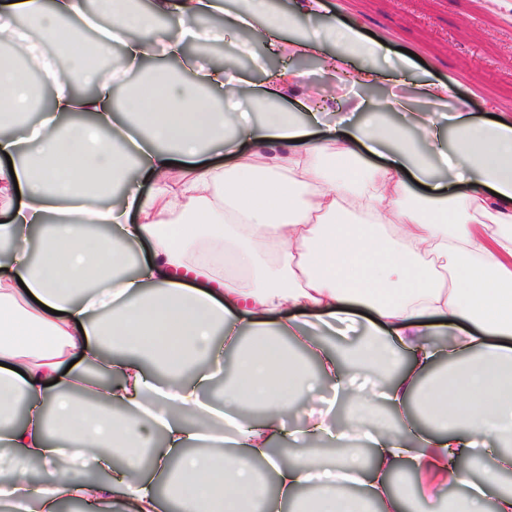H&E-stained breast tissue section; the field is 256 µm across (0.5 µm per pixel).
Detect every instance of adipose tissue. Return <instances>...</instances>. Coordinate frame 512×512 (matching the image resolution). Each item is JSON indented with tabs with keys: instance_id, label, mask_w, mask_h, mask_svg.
Here are the masks:
<instances>
[{
	"instance_id": "obj_1",
	"label": "adipose tissue",
	"mask_w": 512,
	"mask_h": 512,
	"mask_svg": "<svg viewBox=\"0 0 512 512\" xmlns=\"http://www.w3.org/2000/svg\"><path fill=\"white\" fill-rule=\"evenodd\" d=\"M153 0L150 11L131 0H0V442L12 448L10 476L0 481L9 512H58L78 499L91 512H113L125 489L130 512H157L154 476L181 512H359L350 483L383 512H403L388 477L408 461L426 497L446 482L449 455L480 453L485 434L499 438L495 467L512 472V347L490 344L512 335V116L472 121L457 102L448 115L451 140L419 101L448 100L441 80L414 79L403 58L396 79L411 100L384 98L370 112H398L392 130L356 124L332 144L310 139L326 107L312 102L304 119L273 106L297 93L302 72L282 68L263 85L223 66L196 70L185 82L152 75L144 82H98L93 95L75 91L69 73L83 66L71 54L70 71L40 64L30 85L18 63L39 44L73 32L83 20L99 46L122 55L130 70L154 57L179 56L159 22L176 19L199 41L207 19L223 12L224 29L248 30L252 41L280 43L284 54L321 58L325 70L362 87L377 85L376 59L386 46L342 22L285 41L295 19L273 12L269 0ZM334 42L336 53L323 51ZM53 104L31 138H23L39 87ZM121 91L133 118L116 121L113 93ZM235 132L226 135V120ZM32 143V160L5 159ZM223 149L230 161L204 163ZM384 153V164L370 160ZM134 164L150 185L127 184L119 205L101 202L110 178ZM454 169L463 192L427 196L419 207L414 187L432 167ZM485 212L492 224L472 221ZM356 223H349V216ZM101 226L92 235L88 225ZM148 257H140L143 244ZM365 309L366 335L336 356L314 333ZM309 320L288 321L289 311ZM451 336L447 350L433 341ZM168 342L153 345L152 336ZM285 336L318 365L309 372L277 344ZM452 372L436 381L423 410L428 432L409 411L412 397L440 353ZM410 366L399 370L402 354ZM233 377L224 398L203 400L225 366ZM397 372L380 397L399 418L390 426L356 398L346 417L348 453L335 463L307 449L288 462L275 442L328 436L325 414L306 402L320 384L346 388L361 372ZM261 410L242 420L241 400ZM26 404L27 423L16 409ZM122 415H115L114 407ZM300 411L289 426L288 415ZM370 450L365 465L350 445ZM151 449V469L141 466ZM75 463L60 468L67 452ZM267 472L259 478L255 459ZM116 464L114 481L86 479V471ZM40 465L45 479L32 478ZM137 484H128V472ZM317 494L296 502L299 488Z\"/></svg>"
}]
</instances>
